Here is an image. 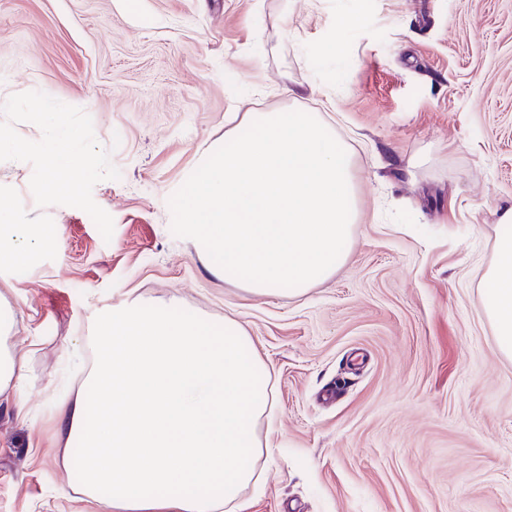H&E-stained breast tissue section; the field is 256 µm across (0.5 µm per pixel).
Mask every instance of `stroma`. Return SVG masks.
<instances>
[{
    "instance_id": "stroma-1",
    "label": "stroma",
    "mask_w": 512,
    "mask_h": 512,
    "mask_svg": "<svg viewBox=\"0 0 512 512\" xmlns=\"http://www.w3.org/2000/svg\"><path fill=\"white\" fill-rule=\"evenodd\" d=\"M39 99L89 156L76 195L37 186L61 134ZM291 110L350 147L357 223L325 282L259 296L172 234L168 199L201 145ZM509 205L512 0H0V208L60 230L0 268L30 352L27 416L0 397V512H93L57 407L132 300L234 318L267 365L242 512H512V358L478 286Z\"/></svg>"
}]
</instances>
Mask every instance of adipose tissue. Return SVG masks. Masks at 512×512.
<instances>
[{
    "label": "adipose tissue",
    "mask_w": 512,
    "mask_h": 512,
    "mask_svg": "<svg viewBox=\"0 0 512 512\" xmlns=\"http://www.w3.org/2000/svg\"><path fill=\"white\" fill-rule=\"evenodd\" d=\"M64 134L43 148L41 183L77 190L86 159ZM67 180H58L59 171ZM57 228L12 223L0 209V268L57 248ZM494 262L481 275L484 309L512 355V207L500 214ZM16 325L0 300V395L18 390L28 355L7 345ZM94 362L60 410L64 463L100 512H222L253 477L256 427L269 403L267 367L233 319L129 304L105 311Z\"/></svg>",
    "instance_id": "obj_1"
}]
</instances>
